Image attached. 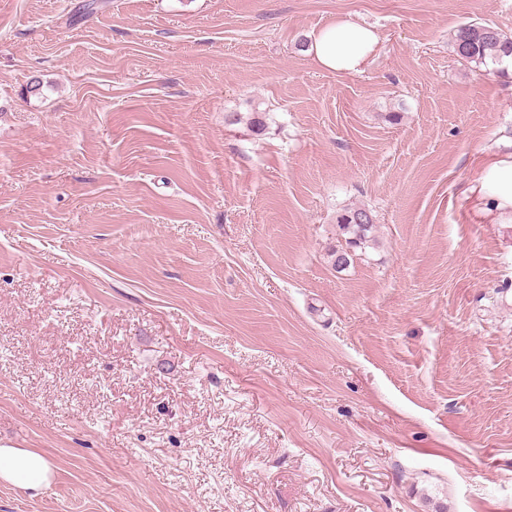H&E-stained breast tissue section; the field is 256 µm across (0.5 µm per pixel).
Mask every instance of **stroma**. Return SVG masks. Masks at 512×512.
Wrapping results in <instances>:
<instances>
[{"label": "stroma", "instance_id": "stroma-1", "mask_svg": "<svg viewBox=\"0 0 512 512\" xmlns=\"http://www.w3.org/2000/svg\"><path fill=\"white\" fill-rule=\"evenodd\" d=\"M82 3L0 0V448L52 469L0 512H512V226L463 196L512 68L451 43L512 0ZM341 18L362 73L302 48ZM380 41L375 29L338 19L314 33L306 51L326 71L355 74L363 70ZM336 221L350 235L346 241L348 248H361L374 227L371 211L362 207L345 210L337 216Z\"/></svg>", "mask_w": 512, "mask_h": 512}]
</instances>
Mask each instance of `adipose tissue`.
<instances>
[{
  "label": "adipose tissue",
  "instance_id": "1",
  "mask_svg": "<svg viewBox=\"0 0 512 512\" xmlns=\"http://www.w3.org/2000/svg\"><path fill=\"white\" fill-rule=\"evenodd\" d=\"M381 36L373 28L339 19L314 33L308 47L322 69L339 74L361 72L375 53ZM476 196L477 215L492 224L512 225V151L485 153L480 159ZM51 470L41 455L0 448V479L31 491L49 483Z\"/></svg>",
  "mask_w": 512,
  "mask_h": 512
}]
</instances>
